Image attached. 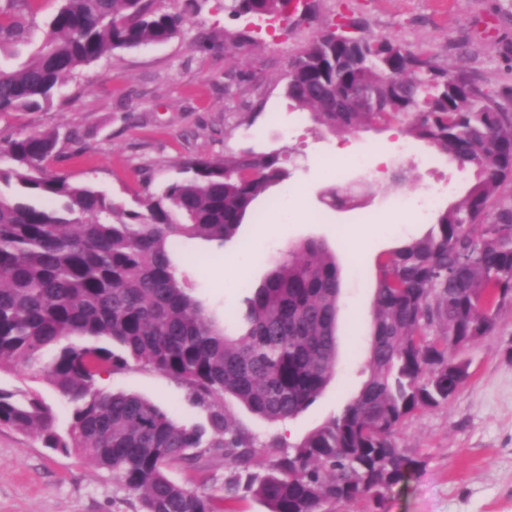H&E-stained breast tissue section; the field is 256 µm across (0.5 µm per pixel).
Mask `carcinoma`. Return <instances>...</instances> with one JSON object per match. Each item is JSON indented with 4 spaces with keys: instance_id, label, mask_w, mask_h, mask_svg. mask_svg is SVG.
I'll use <instances>...</instances> for the list:
<instances>
[{
    "instance_id": "1",
    "label": "carcinoma",
    "mask_w": 512,
    "mask_h": 512,
    "mask_svg": "<svg viewBox=\"0 0 512 512\" xmlns=\"http://www.w3.org/2000/svg\"><path fill=\"white\" fill-rule=\"evenodd\" d=\"M292 0H227L241 16L284 23ZM36 0L0 4V42L22 41ZM183 18L157 0H58L42 39L16 68L0 67V113L50 103L76 70L116 50L176 38ZM349 21L318 33L288 66L285 95L331 134L400 123L459 167L466 195L420 238L377 260L368 377L340 415L293 451L257 466L259 449L285 448L243 428L232 400L270 423L305 411L336 367L340 270L320 240L291 246L244 309L219 317L192 292L175 259L178 241H233L253 203L289 178L282 151L183 162V177L126 210L76 185L47 162L56 130L0 141V371L22 364L72 405L66 429L37 392L0 388V427L34 432L46 448L77 453L112 472L142 512H221L217 501L251 494L265 512H319L404 481L411 460L396 436L412 415L463 387L459 357L489 335L512 301V111L464 68L448 72L397 40L352 35ZM398 72L405 84L389 80ZM344 110L336 111V101ZM56 200L44 206L32 198ZM143 364L189 390L209 411V430L186 426L134 393L97 380ZM205 448L224 454V496L168 475L193 468Z\"/></svg>"
}]
</instances>
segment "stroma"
<instances>
[{
    "label": "stroma",
    "instance_id": "obj_1",
    "mask_svg": "<svg viewBox=\"0 0 512 512\" xmlns=\"http://www.w3.org/2000/svg\"><path fill=\"white\" fill-rule=\"evenodd\" d=\"M183 17L181 34L165 43L118 50L76 71L53 102L37 112L0 114V138L60 129L52 171L71 183L103 191L126 209H138L146 192L180 176L181 164L246 150L287 151L291 177L257 201L261 221L246 218L225 246L201 240L183 244L195 263L186 273L198 297L217 312L243 306L244 285H259L285 250L319 239L341 272L339 353L335 373L316 401L288 424H272L239 405L231 410L260 439L286 435L302 441L338 416L356 396L369 358L370 309L379 255L423 235L429 221L397 208L399 199L432 198L439 212L462 198L470 170L410 142L399 129L376 125L339 135L321 132L290 109L284 95L288 64L339 15L361 23L364 33L387 36L428 53L448 71L466 67L512 108V0H299L288 33L249 15L235 16L224 0H158ZM55 0H41L28 37L0 45V65L24 61L42 38L43 20ZM213 47L200 52L197 37ZM411 144L404 152L403 144ZM371 154L383 168L368 174L350 158ZM406 168V184L390 170ZM358 190L352 208L327 209L324 191L338 180ZM326 221H316L319 212ZM467 383L448 405L408 419L397 443L414 465L408 478L381 496L320 512H512V305H504L490 335L463 354ZM106 392L143 396L175 420L207 427V412L186 388L139 364L103 376ZM0 388L40 392L58 408L67 427L71 407L24 366L0 372ZM224 457L205 451L196 468L176 464L171 479L222 496ZM137 496L121 490L111 472L77 455L44 448L31 434L0 429V512H139Z\"/></svg>",
    "mask_w": 512,
    "mask_h": 512
}]
</instances>
